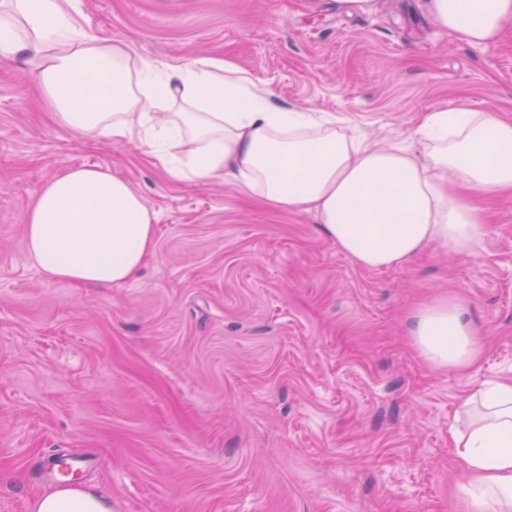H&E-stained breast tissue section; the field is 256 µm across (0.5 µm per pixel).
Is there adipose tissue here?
I'll list each match as a JSON object with an SVG mask.
<instances>
[{
  "instance_id": "adipose-tissue-1",
  "label": "adipose tissue",
  "mask_w": 512,
  "mask_h": 512,
  "mask_svg": "<svg viewBox=\"0 0 512 512\" xmlns=\"http://www.w3.org/2000/svg\"><path fill=\"white\" fill-rule=\"evenodd\" d=\"M458 42L489 45L512 0H422ZM77 0H0V58L21 60L58 122L90 139L139 144L171 177L223 178L291 213H315L356 264L389 268L432 243L468 254L485 235L475 201L512 195V121L459 108L427 113L413 149L351 134V119L276 105L247 73L217 59L179 69L133 59L128 44L88 32ZM155 216L123 178L75 168L47 182L26 217L28 253L55 279L120 285L155 244ZM420 355L461 369L482 339L464 308L438 297L410 328ZM466 478L462 512H512V382L486 381L451 427ZM35 512H111L90 489L56 486Z\"/></svg>"
}]
</instances>
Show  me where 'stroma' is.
Wrapping results in <instances>:
<instances>
[{"mask_svg": "<svg viewBox=\"0 0 512 512\" xmlns=\"http://www.w3.org/2000/svg\"><path fill=\"white\" fill-rule=\"evenodd\" d=\"M81 7L137 57L228 61L276 104L352 118L373 142L460 106L512 119V27L463 44L419 0L369 15L334 0ZM77 167L111 169L156 215V248L125 284L51 278L26 250L29 209ZM479 205L473 253L433 244L367 269L314 214L75 135L0 61V512H34L53 457L86 459L82 482L112 512H460L448 425L477 382L512 378V197ZM439 296L482 332L469 368H436L412 343L413 313Z\"/></svg>", "mask_w": 512, "mask_h": 512, "instance_id": "stroma-1", "label": "stroma"}]
</instances>
